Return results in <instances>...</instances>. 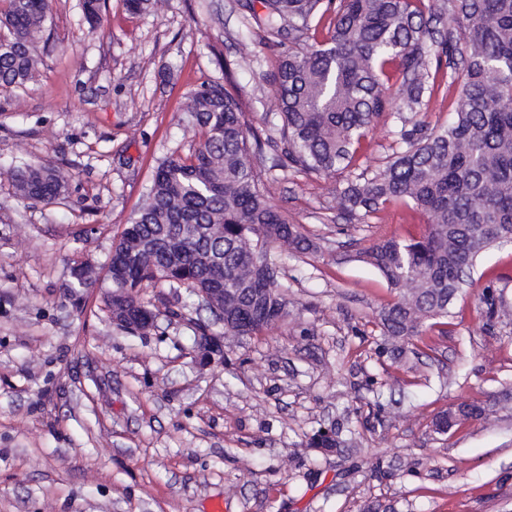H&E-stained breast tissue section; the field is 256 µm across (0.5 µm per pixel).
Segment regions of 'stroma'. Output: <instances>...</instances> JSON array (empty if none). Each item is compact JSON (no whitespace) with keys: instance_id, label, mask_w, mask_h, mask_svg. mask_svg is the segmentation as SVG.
<instances>
[{"instance_id":"obj_1","label":"stroma","mask_w":512,"mask_h":512,"mask_svg":"<svg viewBox=\"0 0 512 512\" xmlns=\"http://www.w3.org/2000/svg\"><path fill=\"white\" fill-rule=\"evenodd\" d=\"M242 0H154L142 14L105 0H53L35 41L37 81L0 86V512H512V243L487 252L403 362L379 352L394 299L360 254L420 232L403 204L346 222L345 176L278 166L273 74L281 46ZM234 86L262 150L269 202L314 250L275 249L285 315L257 336H225L223 361L197 339L212 315L185 289L145 286L153 328L114 324L104 291L74 294V262L104 277L114 236L153 171L200 137L184 120L202 84ZM393 112L377 118L359 164L385 167ZM24 165L64 170L53 203L16 195ZM509 311L485 328L486 287ZM486 416L436 432L460 401ZM338 427L350 448L308 438Z\"/></svg>"}]
</instances>
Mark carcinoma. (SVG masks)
Instances as JSON below:
<instances>
[{
    "label": "carcinoma",
    "mask_w": 512,
    "mask_h": 512,
    "mask_svg": "<svg viewBox=\"0 0 512 512\" xmlns=\"http://www.w3.org/2000/svg\"><path fill=\"white\" fill-rule=\"evenodd\" d=\"M266 34L303 45L279 56L274 84L283 156L317 175L347 170L373 121L394 105L401 150L370 177L346 180L338 205L347 220L401 202L426 216L424 231L386 237L363 252L395 293L380 314L382 335L409 341L428 320L448 317L471 270L488 250L512 240V0H447L448 36L434 38L424 0H249ZM51 0H0V86L33 78ZM325 35H320V32ZM436 59L429 74L430 58ZM402 74L391 94L393 73ZM458 86L448 125L430 129L403 116L420 112L441 84ZM199 146L162 159L145 203L130 218L109 262L112 289L125 288L136 310L148 283L222 288L224 333L255 336L276 323L286 301L271 249L314 244L278 212L251 160L253 129L237 98L204 85L185 110ZM20 198L49 204L66 176L27 166L13 173ZM486 328L506 310L484 294ZM485 406L462 402L446 426L481 418Z\"/></svg>",
    "instance_id": "obj_1"
}]
</instances>
